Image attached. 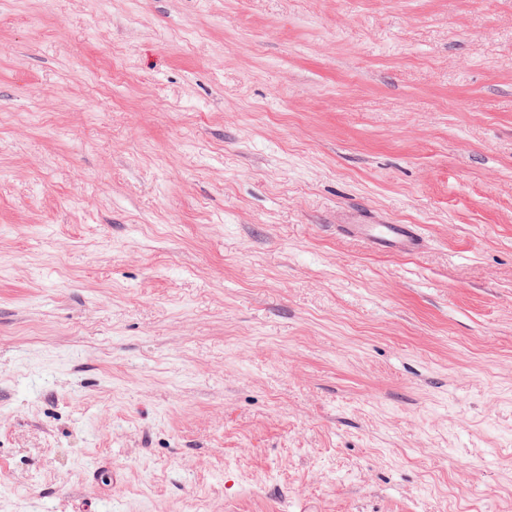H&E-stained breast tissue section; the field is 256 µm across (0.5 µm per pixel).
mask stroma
Returning <instances> with one entry per match:
<instances>
[{
  "instance_id": "35a3bbf8",
  "label": "stroma",
  "mask_w": 512,
  "mask_h": 512,
  "mask_svg": "<svg viewBox=\"0 0 512 512\" xmlns=\"http://www.w3.org/2000/svg\"><path fill=\"white\" fill-rule=\"evenodd\" d=\"M0 512H512V0H0ZM350 237L359 240L376 251L413 255L422 248V239L412 224H341Z\"/></svg>"
}]
</instances>
